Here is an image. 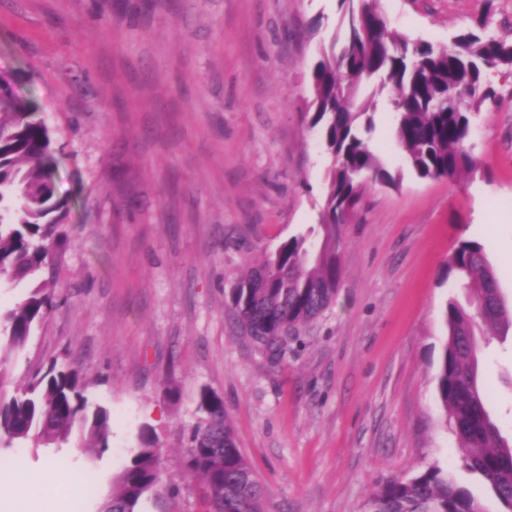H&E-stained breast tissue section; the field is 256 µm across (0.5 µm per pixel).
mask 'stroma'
Wrapping results in <instances>:
<instances>
[{"label":"stroma","mask_w":512,"mask_h":512,"mask_svg":"<svg viewBox=\"0 0 512 512\" xmlns=\"http://www.w3.org/2000/svg\"><path fill=\"white\" fill-rule=\"evenodd\" d=\"M390 31L445 43L488 25L512 40V0H380ZM339 0H0V75L52 131L65 245L49 260L54 307L5 364L16 392L48 361L77 369L111 416L110 447L0 450L17 494L0 512H97L143 432L161 492L138 512H207L186 466L202 389L220 394L264 512H363L369 493L428 465L482 483L442 425L435 375L446 273L481 243L512 301V70L474 119L479 166L419 179L402 159L387 96L371 144L398 187L367 186L344 230L335 302L271 358L225 299L247 263L289 237L319 242L331 159L303 114ZM512 341H491L479 377L512 432ZM74 476L37 486L57 460Z\"/></svg>","instance_id":"35a3bbf8"}]
</instances>
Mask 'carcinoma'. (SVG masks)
Returning a JSON list of instances; mask_svg holds the SVG:
<instances>
[{
	"label": "carcinoma",
	"mask_w": 512,
	"mask_h": 512,
	"mask_svg": "<svg viewBox=\"0 0 512 512\" xmlns=\"http://www.w3.org/2000/svg\"><path fill=\"white\" fill-rule=\"evenodd\" d=\"M341 36L322 47L311 80L310 126L332 158L320 212L321 254L295 235L247 271L228 290L227 305L246 333L282 354L289 335L322 314L341 282L343 227L365 183L396 187L399 178L370 146L374 101L359 100L372 84L386 91L393 134L403 163L422 179H456L476 167L468 142L472 118L495 96L487 72L512 67V41L467 30L446 44L411 42L387 29L379 0H340ZM3 84L0 93V282L28 292L0 325V386L5 355L23 350L52 309L51 282L43 271L64 243L68 201L57 195L52 134L38 107ZM448 273L463 280L467 303L448 298L447 337L435 376L445 426L456 439L463 466L478 475L512 512V435L491 416L479 383V356L493 338L512 331L506 303L482 244L462 240L448 258ZM200 420L189 441L188 468L200 480L208 512H263L261 485L242 455L216 392L200 394ZM82 432L81 447L109 448V413H87L80 372L50 363L10 397L0 391V447L54 445ZM159 482L156 440L149 432L115 477L98 512H135ZM366 512H490L473 491L437 464L373 490Z\"/></svg>",
	"instance_id": "cac0c4a2"
}]
</instances>
